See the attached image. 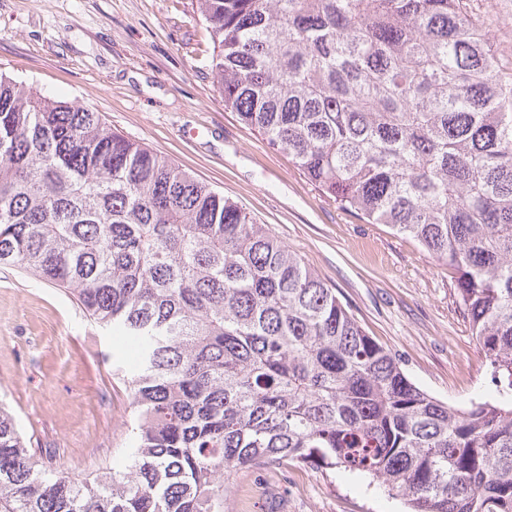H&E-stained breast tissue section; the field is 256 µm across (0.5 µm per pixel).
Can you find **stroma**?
I'll use <instances>...</instances> for the list:
<instances>
[{
	"label": "stroma",
	"mask_w": 512,
	"mask_h": 512,
	"mask_svg": "<svg viewBox=\"0 0 512 512\" xmlns=\"http://www.w3.org/2000/svg\"><path fill=\"white\" fill-rule=\"evenodd\" d=\"M492 48L512 63V0H474ZM214 44L196 0H0V71L42 96L98 112L112 130L209 183L315 271L418 387L462 406L495 387L457 274L413 238L324 195L287 151L225 110ZM132 349L64 290L0 267V402L37 457L80 479L118 467L134 408ZM224 512H405L339 470L250 468Z\"/></svg>",
	"instance_id": "35a3bbf8"
}]
</instances>
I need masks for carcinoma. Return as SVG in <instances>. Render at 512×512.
<instances>
[{
    "mask_svg": "<svg viewBox=\"0 0 512 512\" xmlns=\"http://www.w3.org/2000/svg\"><path fill=\"white\" fill-rule=\"evenodd\" d=\"M224 107L326 195L453 268L497 395L415 386L268 228L96 112L0 74V266L137 347L135 439L92 481L0 406V512H224L261 466L408 512H512V73L472 0H197Z\"/></svg>",
    "mask_w": 512,
    "mask_h": 512,
    "instance_id": "cac0c4a2",
    "label": "carcinoma"
}]
</instances>
